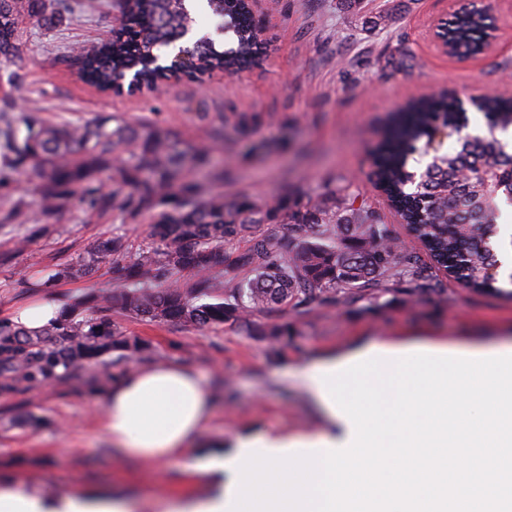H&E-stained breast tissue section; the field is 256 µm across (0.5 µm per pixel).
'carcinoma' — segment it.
<instances>
[{"mask_svg": "<svg viewBox=\"0 0 512 512\" xmlns=\"http://www.w3.org/2000/svg\"><path fill=\"white\" fill-rule=\"evenodd\" d=\"M121 27L92 52L78 53L80 77L101 91L156 88L182 75L221 71L232 76L264 62L266 41L251 15L250 0H120ZM58 0H0V56L23 54L27 25L54 22ZM218 20L176 67L151 64L165 48L179 45L197 16ZM491 17L484 8H464L450 23V42L468 52L483 38ZM477 111L487 134H462L469 118L460 98L441 93L394 113L374 155L377 186L433 260L471 291L512 296L495 269L499 253L485 239L501 234V205L512 206V152L498 134L512 129V97L486 95ZM24 130L9 120L0 126L6 152L0 181L32 165L41 178L39 215L71 202L87 213L108 210L145 216L151 245L131 251L117 236L54 268L47 280H80L100 266L112 272V291L90 295L38 332L0 318V396L10 397L46 381H65L87 371L89 385L105 389L116 375L153 354L152 345L128 335L112 313L150 323L178 322L210 328L226 322L266 341L273 354L293 335L286 320L259 321L292 306L340 293L378 298L389 282L407 278L415 302L439 289L424 275L420 257L399 246L376 212L333 191L304 204L258 205L226 196L190 177L210 167L215 181L224 168L212 165L209 149L190 145L147 123L110 120L56 124L31 112ZM115 186L103 190L101 174ZM282 223L292 236L268 235L263 225ZM246 238L249 247L230 257L226 246Z\"/></svg>", "mask_w": 512, "mask_h": 512, "instance_id": "cac0c4a2", "label": "carcinoma"}]
</instances>
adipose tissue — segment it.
<instances>
[{
	"instance_id": "ef3b65f1",
	"label": "adipose tissue",
	"mask_w": 512,
	"mask_h": 512,
	"mask_svg": "<svg viewBox=\"0 0 512 512\" xmlns=\"http://www.w3.org/2000/svg\"><path fill=\"white\" fill-rule=\"evenodd\" d=\"M212 414L202 376L167 362L116 379L101 426L111 445L149 462L182 455Z\"/></svg>"
}]
</instances>
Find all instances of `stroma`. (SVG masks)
<instances>
[{"label": "stroma", "instance_id": "obj_1", "mask_svg": "<svg viewBox=\"0 0 512 512\" xmlns=\"http://www.w3.org/2000/svg\"><path fill=\"white\" fill-rule=\"evenodd\" d=\"M118 0H65L61 22L31 27L21 58H0V83L19 78L0 109L13 124L39 113L54 122L83 123L101 115L147 121L182 140L214 144L224 179L214 190L262 204L294 205L332 190L380 213L391 235L420 251L385 197L369 180L372 153L389 112L411 98L441 90L512 95V0H479L491 8L497 38L480 56L438 51L434 24L456 0H256L254 14L275 44L264 70L237 77L215 73L184 79L170 91L103 94L81 81L67 55L92 47L119 26ZM392 12L388 25L372 18ZM223 113L224 135L214 143L201 113ZM34 172L0 185V318L51 295L61 304L109 291L112 274L43 289L48 270L75 260L96 241L124 237L131 249L150 245L147 219L111 213L91 215L70 205L34 222L38 212ZM428 274L440 295L407 299V283L394 284L379 300L362 297L331 304L313 301L305 314L289 312L296 331L271 354L265 342L234 324L198 329L152 324L118 316L126 333L148 340L152 363L177 362L197 370L215 398L199 440L232 451L239 439L340 435L292 379L300 365L340 355L373 341H429L482 346L512 340V297L462 288L434 265ZM85 373L0 397V492L19 483L59 504L93 487L134 500L136 512H168L173 501L217 494L223 475L188 476L182 457L154 464L118 455L100 425L105 396L88 390Z\"/></svg>", "mask_w": 512, "mask_h": 512}]
</instances>
